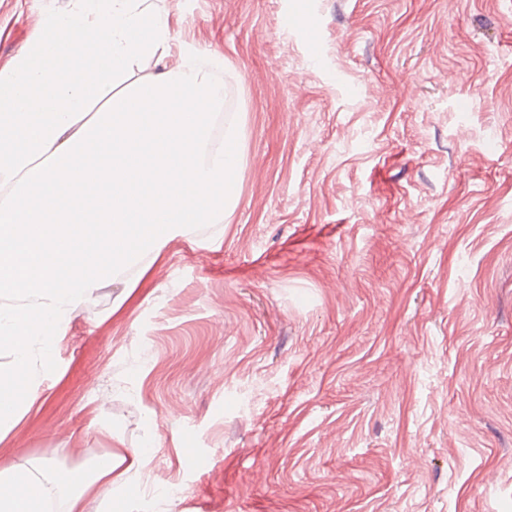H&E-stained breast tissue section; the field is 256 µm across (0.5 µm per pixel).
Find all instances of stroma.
<instances>
[{
    "mask_svg": "<svg viewBox=\"0 0 512 512\" xmlns=\"http://www.w3.org/2000/svg\"><path fill=\"white\" fill-rule=\"evenodd\" d=\"M146 5L223 62L238 201L78 313L0 466L117 435L151 462L85 512H512V0ZM77 7L0 0V70Z\"/></svg>",
    "mask_w": 512,
    "mask_h": 512,
    "instance_id": "obj_1",
    "label": "stroma"
}]
</instances>
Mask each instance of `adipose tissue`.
Masks as SVG:
<instances>
[{
  "label": "adipose tissue",
  "instance_id": "1",
  "mask_svg": "<svg viewBox=\"0 0 512 512\" xmlns=\"http://www.w3.org/2000/svg\"><path fill=\"white\" fill-rule=\"evenodd\" d=\"M122 462V457L107 452L87 467L68 472L47 459L0 468V512H43L59 497L65 512H84L87 498L111 497L112 473Z\"/></svg>",
  "mask_w": 512,
  "mask_h": 512
}]
</instances>
